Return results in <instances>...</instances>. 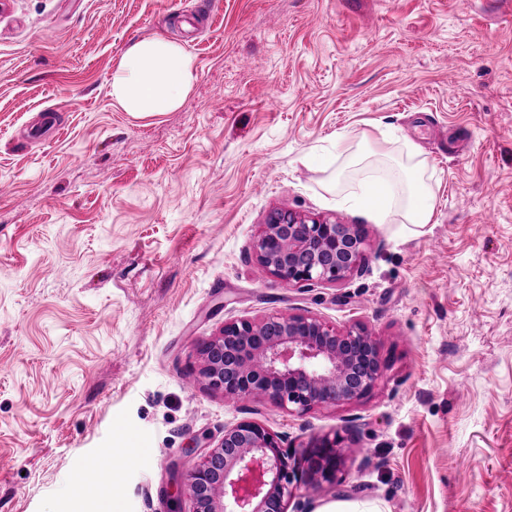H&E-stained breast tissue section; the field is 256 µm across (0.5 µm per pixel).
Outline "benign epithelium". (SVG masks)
<instances>
[{
  "mask_svg": "<svg viewBox=\"0 0 512 512\" xmlns=\"http://www.w3.org/2000/svg\"><path fill=\"white\" fill-rule=\"evenodd\" d=\"M267 277L282 286L336 283L365 264L364 238L352 227L289 210L270 214L254 242ZM200 375L237 401L262 397L290 412L336 406L369 395L385 363L377 342L359 326L338 329L308 314L270 313L259 321L227 322L199 345ZM339 437L302 450L305 474L334 483L341 465ZM295 454L265 425L241 420L202 453L184 486L193 512H285L297 480Z\"/></svg>",
  "mask_w": 512,
  "mask_h": 512,
  "instance_id": "benign-epithelium-1",
  "label": "benign epithelium"
}]
</instances>
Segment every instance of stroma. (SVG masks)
<instances>
[{
  "label": "stroma",
  "instance_id": "stroma-1",
  "mask_svg": "<svg viewBox=\"0 0 512 512\" xmlns=\"http://www.w3.org/2000/svg\"><path fill=\"white\" fill-rule=\"evenodd\" d=\"M155 35L197 79L136 117L109 81ZM340 137L413 143L432 223L326 206L306 158ZM0 182V512H190L184 475L242 420L341 438L287 512H512V0H0ZM277 209L359 228L365 265L271 281ZM273 311L367 327L372 392L297 414L209 389L199 343Z\"/></svg>",
  "mask_w": 512,
  "mask_h": 512
}]
</instances>
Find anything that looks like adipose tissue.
<instances>
[{"mask_svg": "<svg viewBox=\"0 0 512 512\" xmlns=\"http://www.w3.org/2000/svg\"><path fill=\"white\" fill-rule=\"evenodd\" d=\"M196 80L193 56L177 40L155 36L132 43L112 73L110 94L124 111L134 115H155L179 108ZM403 150L410 160L399 172L384 170L371 160L363 146H346L342 169L323 161L327 171L326 191L333 205L369 215L380 224L432 223L435 192L417 148L410 143Z\"/></svg>", "mask_w": 512, "mask_h": 512, "instance_id": "obj_1", "label": "adipose tissue"}]
</instances>
